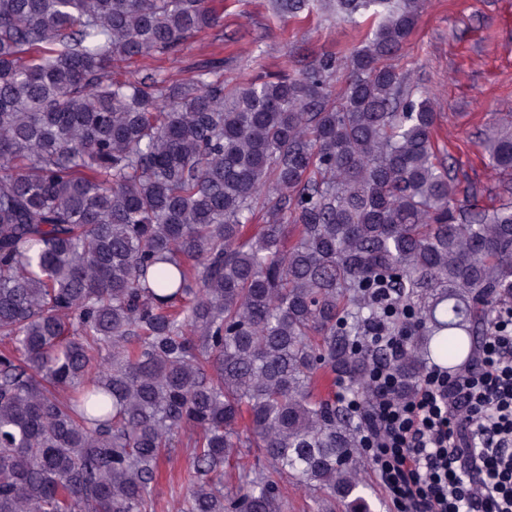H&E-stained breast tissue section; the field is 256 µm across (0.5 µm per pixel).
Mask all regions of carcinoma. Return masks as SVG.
Listing matches in <instances>:
<instances>
[{
  "mask_svg": "<svg viewBox=\"0 0 512 512\" xmlns=\"http://www.w3.org/2000/svg\"><path fill=\"white\" fill-rule=\"evenodd\" d=\"M271 6L375 27L228 89L220 61L113 72L220 25L210 0H0V512H156L178 444L177 512H288L289 480L317 512H371L370 331L408 337L406 396L512 304V204L460 202L430 100L389 63L423 0ZM483 145L512 172V126ZM171 459L170 463L167 460L162 463L161 477L154 491L162 508L171 499L172 490L178 493L185 488L186 463L179 448L172 454Z\"/></svg>",
  "mask_w": 512,
  "mask_h": 512,
  "instance_id": "obj_1",
  "label": "carcinoma"
}]
</instances>
